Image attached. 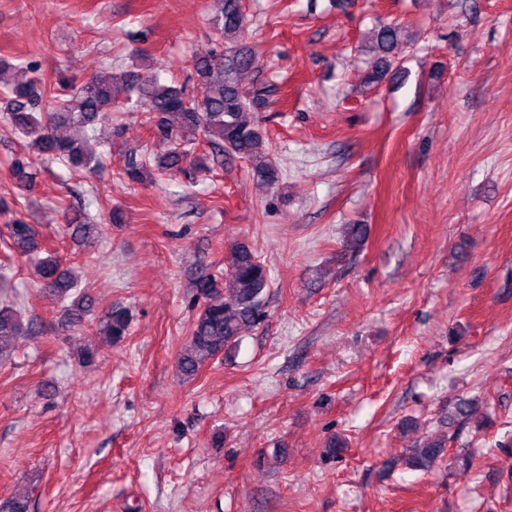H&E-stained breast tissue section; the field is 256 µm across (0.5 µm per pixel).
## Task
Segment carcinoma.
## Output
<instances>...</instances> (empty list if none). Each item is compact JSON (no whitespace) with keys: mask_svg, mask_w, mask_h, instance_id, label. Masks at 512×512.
Returning a JSON list of instances; mask_svg holds the SVG:
<instances>
[{"mask_svg":"<svg viewBox=\"0 0 512 512\" xmlns=\"http://www.w3.org/2000/svg\"><path fill=\"white\" fill-rule=\"evenodd\" d=\"M211 23L219 35L217 44L196 54L193 69L198 94L187 92L183 84H163L157 78L124 70L108 79L91 76L80 84L60 76L48 79L38 66L26 64L32 77L16 82L7 76L11 64L0 61V95L6 100L4 115L28 140L34 158L17 160L10 168L22 186L33 184L30 172L36 162L61 160L72 167L89 168L99 159L85 150L88 129L103 112H117L123 104L136 100L151 128V149L125 156L117 175L129 184H139L159 175L173 176L188 168H207V155H195L191 146L202 132L211 155L217 162L232 156L247 162L258 181L271 188L281 178L280 169L269 157L272 144L258 121L248 118L251 108L265 101L274 91L271 85L244 88L239 75L252 65V49L231 45L228 38L243 33L246 20L239 0H213ZM401 29L397 25L380 28L372 62V79L378 80L403 61L392 56ZM69 126L74 134L60 138L55 131ZM9 214L5 236L9 250L34 261L40 289L57 303L70 301L72 320L80 321L88 308L87 297L78 291V281L60 269L54 251L40 240L36 227L17 217V211L0 204V215ZM269 272L258 256L243 243L226 248L224 277L206 274L197 288L204 299L195 316L191 336L178 354V367L188 380L196 378L203 364L219 357L224 349L239 340L243 329L256 327L265 318L264 296L269 287ZM100 333L108 342H119L129 329L126 308L113 307L99 322ZM35 332L34 319L24 320L14 304L0 305V362L14 353V337ZM445 453L444 442H429L414 451L413 465L431 469Z\"/></svg>","mask_w":512,"mask_h":512,"instance_id":"carcinoma-1","label":"carcinoma"}]
</instances>
